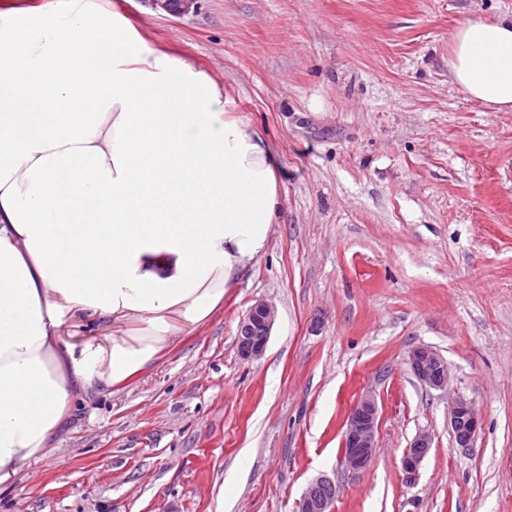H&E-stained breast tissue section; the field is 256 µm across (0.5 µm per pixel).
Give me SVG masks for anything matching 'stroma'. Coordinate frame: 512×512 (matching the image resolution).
<instances>
[{
	"instance_id": "stroma-1",
	"label": "stroma",
	"mask_w": 512,
	"mask_h": 512,
	"mask_svg": "<svg viewBox=\"0 0 512 512\" xmlns=\"http://www.w3.org/2000/svg\"><path fill=\"white\" fill-rule=\"evenodd\" d=\"M110 2L224 79L279 158L281 221L204 327L0 485V512H294L321 476L334 512H512V112L448 68L456 25L512 0H200L181 17ZM259 300L276 321L245 361L237 327ZM421 344L447 391L411 373ZM368 391L377 447L354 474L343 426ZM457 396L484 422L467 449ZM408 364L413 375L426 387L443 390L448 385V365L445 358L427 345L410 350ZM448 418L458 447L469 448L478 437L483 424L472 403L463 397L452 399L448 405ZM431 448L432 438L428 433L421 432L413 439L401 458V468L407 482L411 483L416 479Z\"/></svg>"
}]
</instances>
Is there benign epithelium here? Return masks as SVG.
<instances>
[{
  "instance_id": "7a95c632",
  "label": "benign epithelium",
  "mask_w": 512,
  "mask_h": 512,
  "mask_svg": "<svg viewBox=\"0 0 512 512\" xmlns=\"http://www.w3.org/2000/svg\"><path fill=\"white\" fill-rule=\"evenodd\" d=\"M169 0H152V5L175 15H187L198 9L199 0H180L179 9L168 7ZM275 322L273 307L263 301L255 302L240 320L237 342L242 359L253 361L266 350ZM408 364L413 375L426 387L443 390L448 385V365L445 358L427 345L410 350ZM448 418L458 447L469 448L478 437L483 420L470 401L463 397L452 399L448 405ZM378 405L374 396L366 394L352 407L342 434L341 463L345 469L359 471L370 464L376 447ZM432 448V438L421 432L413 439L401 458L406 481L418 476L422 463ZM319 481L312 482L296 502L295 512H332L333 500L316 495Z\"/></svg>"
}]
</instances>
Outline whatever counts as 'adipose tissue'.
<instances>
[{"mask_svg":"<svg viewBox=\"0 0 512 512\" xmlns=\"http://www.w3.org/2000/svg\"><path fill=\"white\" fill-rule=\"evenodd\" d=\"M449 69L512 111V15L462 22ZM282 204L277 154L214 74L99 0L0 11V485L205 325Z\"/></svg>","mask_w":512,"mask_h":512,"instance_id":"obj_1","label":"adipose tissue"}]
</instances>
